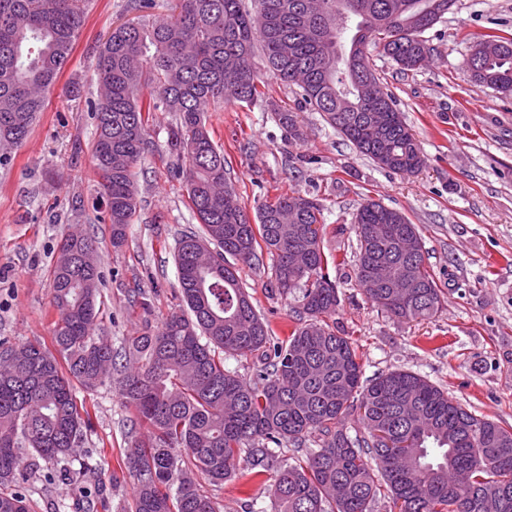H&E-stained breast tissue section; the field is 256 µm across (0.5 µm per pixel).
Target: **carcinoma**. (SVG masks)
<instances>
[{
    "label": "carcinoma",
    "instance_id": "cac0c4a2",
    "mask_svg": "<svg viewBox=\"0 0 512 512\" xmlns=\"http://www.w3.org/2000/svg\"><path fill=\"white\" fill-rule=\"evenodd\" d=\"M175 0L166 19L112 30L92 72L99 89L92 160L100 220L122 246L138 206L135 168L149 148L154 112H171L170 145L183 165L190 209L200 224L175 241L181 301L157 331L117 351L99 335L102 275L96 241L70 232L52 268L58 318L54 348L0 342V512H29L16 484L41 463L66 465L88 414L77 386L117 383L135 424L145 430L125 457L132 512H220L188 475L194 467L221 484L242 457L267 468L269 444L298 450L317 438L307 461L277 472L270 512H371L382 494L399 512H512V428L461 406L426 378L391 370L363 379L354 343L329 319L339 299L330 278L318 200L296 192L261 204L250 219L229 177L224 148L206 128L219 102L260 99L255 58L379 167L412 173L418 142L371 68L372 46L403 72L427 60L422 39L455 0ZM86 20L85 0H0V166L28 138ZM475 80L512 93V36L487 33L465 61ZM370 81L380 96L366 99ZM149 97L140 96L143 86ZM383 138L365 132L367 117ZM292 140L296 117L276 112ZM355 279L391 315L413 321L436 313L442 291L424 263L422 239L404 213L375 201L356 213ZM271 260L270 283L299 291L296 325L274 341L227 257ZM397 263L418 284L408 299L366 287L364 270ZM262 353L254 382L224 366V356ZM357 415L362 431L344 421ZM387 432L390 448L378 433Z\"/></svg>",
    "mask_w": 512,
    "mask_h": 512
}]
</instances>
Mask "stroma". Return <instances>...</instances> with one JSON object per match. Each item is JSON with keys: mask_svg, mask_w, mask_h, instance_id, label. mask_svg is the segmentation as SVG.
<instances>
[{"mask_svg": "<svg viewBox=\"0 0 512 512\" xmlns=\"http://www.w3.org/2000/svg\"><path fill=\"white\" fill-rule=\"evenodd\" d=\"M128 0H87L86 22L25 143L0 167V341L19 346L53 342L50 268L73 229L98 245L105 305L100 329L113 347L143 327L160 328L179 302L174 243L196 219L175 177L169 112L154 113L151 151L139 163V205L126 244L113 248L91 156L98 100L91 60L113 27L137 19ZM512 34V0H456L424 38L432 49L420 69L404 73L377 49L371 67L393 93L417 138L424 164L396 174L380 168L306 106L295 88L262 74L266 97L215 105L207 114L213 140L231 164V180L248 213L292 189L319 200L324 245L340 303L337 331L357 345L363 376L391 369L414 372L448 390L465 407L512 426V95L477 83L464 61L471 38ZM78 86L77 95L64 90ZM297 113L305 138L291 141L276 113ZM402 211L422 238L424 256L443 292L441 309L418 321L398 319L373 303L354 274V216L366 200ZM244 286L283 342L295 326L296 301L272 289L266 267L240 266ZM149 309H142V299ZM90 426L70 463L72 478L53 480L41 465L21 481L31 512H61L90 488L94 512H130L133 481L122 462L139 436L117 388L82 389ZM101 463L83 475L87 458ZM202 493L222 512H270V475L254 476L242 462L221 484L204 475Z\"/></svg>", "mask_w": 512, "mask_h": 512, "instance_id": "35a3bbf8", "label": "stroma"}]
</instances>
